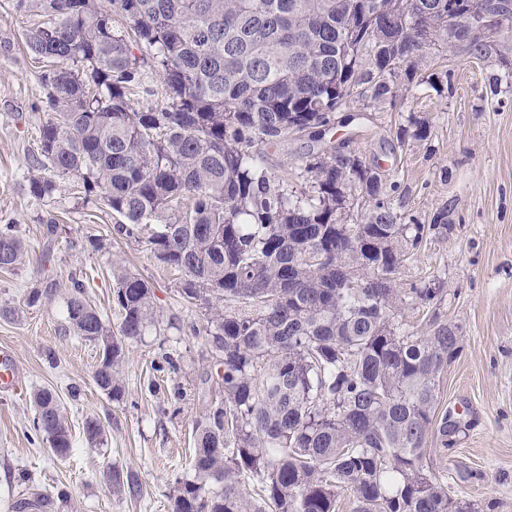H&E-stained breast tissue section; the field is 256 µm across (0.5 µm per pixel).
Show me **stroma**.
Returning a JSON list of instances; mask_svg holds the SVG:
<instances>
[{
  "instance_id": "obj_1",
  "label": "stroma",
  "mask_w": 512,
  "mask_h": 512,
  "mask_svg": "<svg viewBox=\"0 0 512 512\" xmlns=\"http://www.w3.org/2000/svg\"><path fill=\"white\" fill-rule=\"evenodd\" d=\"M14 2L0 0V221H14L30 258L18 270L0 271V308L16 311L0 317V352L19 369L18 391L0 390V512L30 497L50 499L53 512H171L172 486L192 474L193 424L217 392L206 379L217 357L204 336L188 330L206 327L205 311L179 297L178 273L159 264L146 244L117 238L111 215L84 202L71 179L58 180L45 201L28 195L45 90L22 36L41 18ZM489 44L478 59L461 50H427L420 85L396 105L360 99L346 131L394 184L391 199L405 223L431 228L402 267L398 288L441 289L433 309L461 328V352L442 378L439 403L458 420L459 432L453 449L432 452L428 465L454 499L480 512H512V33H497ZM493 78L498 94L491 99ZM413 117L429 121L428 137L399 139V128ZM318 148L306 137L289 139L268 149V165L289 187L303 189L302 159ZM443 209L447 225L432 226ZM51 215L62 233L45 263L41 226ZM95 238L102 250L90 247ZM116 262L150 282L163 312L156 328L129 345L118 402L96 387L99 352L68 333L65 303L71 279H83L92 304L118 329ZM49 280L57 296L27 305V291ZM166 353L177 370L157 371ZM40 388L56 392L68 418L72 449L62 460L29 439L32 394ZM89 416L104 427L101 446L83 436ZM112 466L138 478L137 497L104 483L102 472Z\"/></svg>"
}]
</instances>
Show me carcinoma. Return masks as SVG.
<instances>
[{
    "label": "carcinoma",
    "instance_id": "cac0c4a2",
    "mask_svg": "<svg viewBox=\"0 0 512 512\" xmlns=\"http://www.w3.org/2000/svg\"><path fill=\"white\" fill-rule=\"evenodd\" d=\"M35 0L25 34L47 89L28 193L57 177L106 207L125 240L181 274L178 294L204 309L222 394L195 420L193 474L176 481L172 512H472L426 465L432 434L452 449L458 429L435 418L461 328L402 310L442 292L395 288L423 241L388 200L383 174L346 142L302 161L305 190L288 189L264 150L321 141L336 113L365 93L393 102L430 48L471 35L487 54L480 12L512 33V0ZM123 26L114 25L115 17ZM165 93L146 109L135 99ZM355 222H349L352 213ZM17 225L0 224V270L26 262ZM115 336L80 279L66 297L69 331L99 348L97 387L124 398L126 345L159 324L145 278L113 268ZM57 285L31 289L27 304ZM30 430L57 459L72 448L59 397L34 392ZM100 420H84L92 446ZM117 493L138 480L109 468Z\"/></svg>",
    "mask_w": 512,
    "mask_h": 512
}]
</instances>
